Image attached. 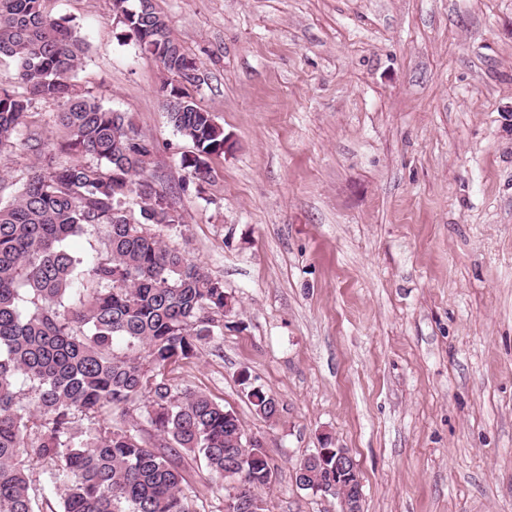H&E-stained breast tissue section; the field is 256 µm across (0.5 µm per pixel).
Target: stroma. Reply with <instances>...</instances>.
Here are the masks:
<instances>
[{"instance_id": "35a3bbf8", "label": "stroma", "mask_w": 512, "mask_h": 512, "mask_svg": "<svg viewBox=\"0 0 512 512\" xmlns=\"http://www.w3.org/2000/svg\"><path fill=\"white\" fill-rule=\"evenodd\" d=\"M155 4L231 145L182 195L175 240L234 311L175 387L263 440L266 512H340L294 478L327 441L358 467L362 512H512V0ZM46 6L87 44L78 88L181 179L193 145L163 108L168 75L112 0ZM182 474L192 512H225L202 461ZM240 384L244 386L245 396L257 415L270 420L278 414V400L274 397H270L267 392L259 386H254L247 373L241 374Z\"/></svg>"}]
</instances>
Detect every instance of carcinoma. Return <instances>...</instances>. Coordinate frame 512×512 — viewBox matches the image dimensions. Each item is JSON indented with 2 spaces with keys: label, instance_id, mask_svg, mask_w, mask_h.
Listing matches in <instances>:
<instances>
[{
  "label": "carcinoma",
  "instance_id": "1",
  "mask_svg": "<svg viewBox=\"0 0 512 512\" xmlns=\"http://www.w3.org/2000/svg\"><path fill=\"white\" fill-rule=\"evenodd\" d=\"M45 2L0 0V58L15 64L13 84L0 85V157L19 146L48 159L32 166L13 200L0 201V512H38L31 461L61 490V512H191L181 489L186 455L219 480L237 467L252 494L269 486L262 446L247 447L240 419L224 406L176 391L166 376L224 316V282L164 239L184 223L176 198L186 181L207 182L224 155V128L187 88L163 84L170 121L195 151L180 158L181 182L158 176L157 145L125 113L76 88L86 43ZM113 5L127 37L194 84L197 59L153 0ZM34 99L59 108L61 141L23 132ZM56 149L71 160L57 162ZM89 227L104 230L105 246L91 260L67 247ZM118 340L144 355L116 352ZM240 384L256 414H278V400L248 374ZM142 397L152 433L112 424Z\"/></svg>",
  "mask_w": 512,
  "mask_h": 512
}]
</instances>
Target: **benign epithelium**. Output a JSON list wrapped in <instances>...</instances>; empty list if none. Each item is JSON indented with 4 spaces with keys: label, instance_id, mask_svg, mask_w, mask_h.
Here are the masks:
<instances>
[{
    "label": "benign epithelium",
    "instance_id": "benign-epithelium-1",
    "mask_svg": "<svg viewBox=\"0 0 512 512\" xmlns=\"http://www.w3.org/2000/svg\"><path fill=\"white\" fill-rule=\"evenodd\" d=\"M324 471L334 477L328 485L321 481V473ZM298 481L301 487L314 494L336 498L341 512H357L358 498L361 497V479L348 449H316L304 458L298 470ZM259 507L260 501L232 493L226 503V512H257Z\"/></svg>",
    "mask_w": 512,
    "mask_h": 512
}]
</instances>
